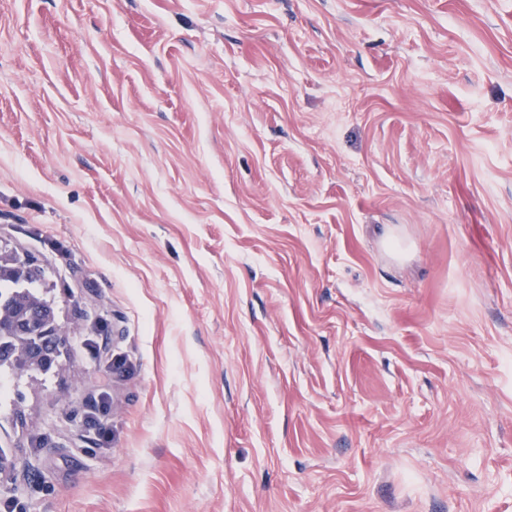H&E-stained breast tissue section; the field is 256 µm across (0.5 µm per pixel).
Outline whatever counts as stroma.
Here are the masks:
<instances>
[{
  "mask_svg": "<svg viewBox=\"0 0 512 512\" xmlns=\"http://www.w3.org/2000/svg\"><path fill=\"white\" fill-rule=\"evenodd\" d=\"M0 251V506L512 512V0H0ZM40 281V275L36 272L25 285L19 282L18 279L9 276H0V304L3 302L6 307L14 308L17 306L21 299L24 297L21 289L27 288L32 297L40 294L36 285ZM102 403V406H100ZM85 426L89 431H93L104 440H109L111 431L106 419V403L99 400L94 402L85 417Z\"/></svg>",
  "mask_w": 512,
  "mask_h": 512,
  "instance_id": "obj_1",
  "label": "stroma"
}]
</instances>
